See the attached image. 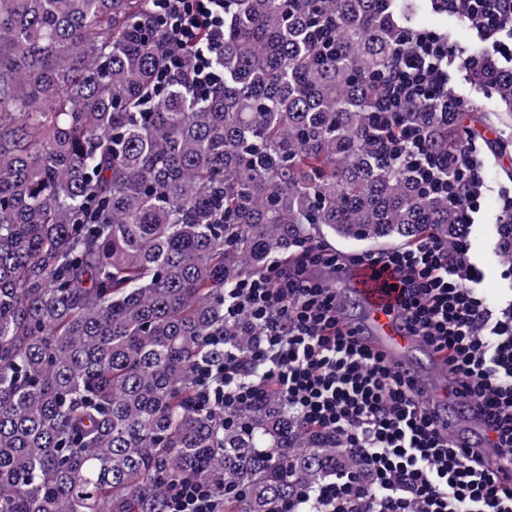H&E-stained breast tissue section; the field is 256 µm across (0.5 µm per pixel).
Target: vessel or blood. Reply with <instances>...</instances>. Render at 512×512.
<instances>
[{
	"label": "vessel or blood",
	"instance_id": "obj_1",
	"mask_svg": "<svg viewBox=\"0 0 512 512\" xmlns=\"http://www.w3.org/2000/svg\"><path fill=\"white\" fill-rule=\"evenodd\" d=\"M347 275L361 307L358 330L369 347L419 382L424 381L426 369H446V352L434 350L422 338L407 331L402 299L396 287L397 273L366 263L348 270ZM430 399L438 420L448 426V441L452 446L478 449L485 469L504 466L503 450L493 446L492 436L471 403L442 388L432 390Z\"/></svg>",
	"mask_w": 512,
	"mask_h": 512
}]
</instances>
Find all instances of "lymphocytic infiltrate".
<instances>
[{"instance_id":"obj_1","label":"lymphocytic infiltrate","mask_w":512,"mask_h":512,"mask_svg":"<svg viewBox=\"0 0 512 512\" xmlns=\"http://www.w3.org/2000/svg\"><path fill=\"white\" fill-rule=\"evenodd\" d=\"M152 22L170 35L160 83L180 82L202 95L222 81L214 59L224 46V0H152ZM432 8L461 16L484 46L462 54L447 35L406 29L391 69L382 111L406 100H437L442 111L467 106L448 92L450 61L467 71L485 56L512 57V0H431ZM457 175L441 191L472 226L486 188L485 161L469 131L448 157ZM470 246L456 249L437 238L372 258L401 274L406 326L430 346L448 353V373L458 394L486 415L512 463V299L492 304L481 294V269ZM326 247L304 248L292 266L271 262L265 274L241 279L229 291L228 318L247 317L259 331L248 361L226 355L222 368L200 375V398L232 410L256 395L237 385L256 371L287 405L300 427L335 437L361 461L316 489H303L282 512H512V487L486 473L480 458L449 446L414 380L397 371L342 320L331 278L352 268ZM166 512H224V495L194 481L183 483Z\"/></svg>"}]
</instances>
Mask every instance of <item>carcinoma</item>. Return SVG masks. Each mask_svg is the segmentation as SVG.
Listing matches in <instances>:
<instances>
[{
	"instance_id": "cac0c4a2",
	"label": "carcinoma",
	"mask_w": 512,
	"mask_h": 512,
	"mask_svg": "<svg viewBox=\"0 0 512 512\" xmlns=\"http://www.w3.org/2000/svg\"><path fill=\"white\" fill-rule=\"evenodd\" d=\"M149 0H0V512H164L186 480L274 512L359 459L266 389L198 400L197 371L258 332L224 289L315 242L463 236L417 173L453 178L463 121L381 126L400 27L380 0H224V81L173 82ZM471 82L512 108V67ZM412 127L423 153L381 141ZM512 264V220L495 225Z\"/></svg>"
}]
</instances>
